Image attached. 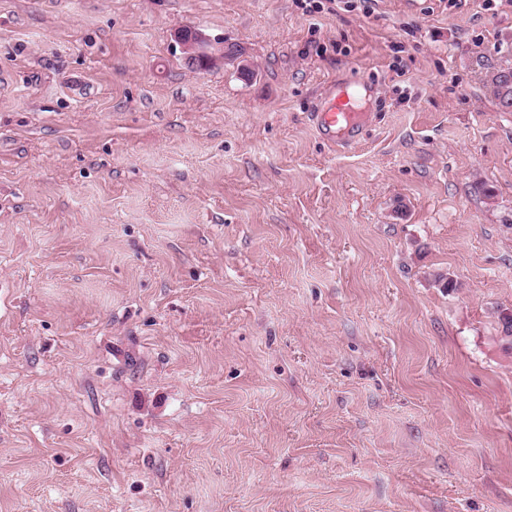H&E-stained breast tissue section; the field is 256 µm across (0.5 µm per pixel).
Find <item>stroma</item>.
Here are the masks:
<instances>
[{"label":"stroma","mask_w":512,"mask_h":512,"mask_svg":"<svg viewBox=\"0 0 512 512\" xmlns=\"http://www.w3.org/2000/svg\"><path fill=\"white\" fill-rule=\"evenodd\" d=\"M508 59L512 0H0V512H512ZM175 38L183 46L189 63L199 70L210 68L218 60L235 61L245 54L240 46L225 47L224 42L215 47L205 34L195 28L182 29ZM362 115L361 112H354L348 103H343L337 110L334 107L331 112H316L315 118L323 134L332 143L347 147L357 141Z\"/></svg>","instance_id":"35a3bbf8"}]
</instances>
